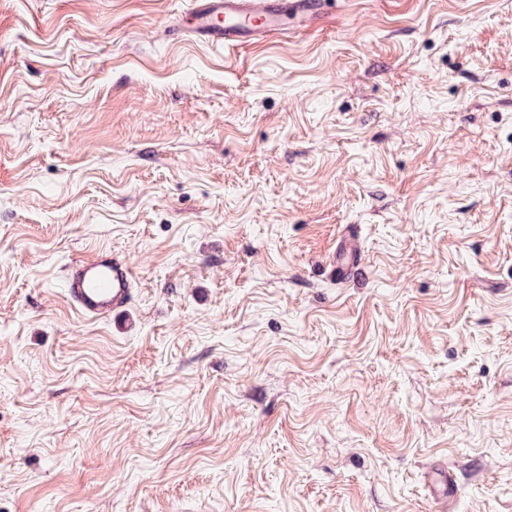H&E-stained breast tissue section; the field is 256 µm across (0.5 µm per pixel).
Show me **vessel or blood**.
<instances>
[{"label":"vessel or blood","instance_id":"1","mask_svg":"<svg viewBox=\"0 0 512 512\" xmlns=\"http://www.w3.org/2000/svg\"><path fill=\"white\" fill-rule=\"evenodd\" d=\"M329 0H194L185 34L226 49H245L323 19ZM66 298L81 316L99 318L124 311L136 288L126 254L107 248L72 261L65 269Z\"/></svg>","mask_w":512,"mask_h":512}]
</instances>
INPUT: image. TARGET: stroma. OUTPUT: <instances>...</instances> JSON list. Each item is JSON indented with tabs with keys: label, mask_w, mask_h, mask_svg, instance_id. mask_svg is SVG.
<instances>
[{
	"label": "stroma",
	"mask_w": 512,
	"mask_h": 512,
	"mask_svg": "<svg viewBox=\"0 0 512 512\" xmlns=\"http://www.w3.org/2000/svg\"><path fill=\"white\" fill-rule=\"evenodd\" d=\"M192 2L0 0V512H512V0ZM329 0H194L185 34L224 46L246 49L290 30L309 28L325 17ZM66 298L82 317L99 318L124 311L136 288L133 265L124 253L97 249L65 268Z\"/></svg>",
	"instance_id": "1"
}]
</instances>
